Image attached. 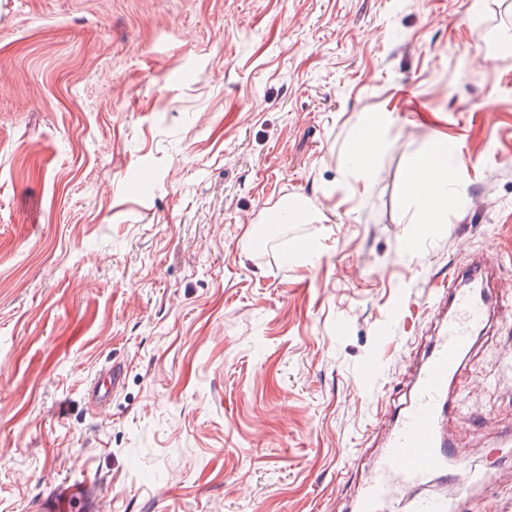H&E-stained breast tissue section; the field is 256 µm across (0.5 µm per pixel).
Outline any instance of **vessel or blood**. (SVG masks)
Segmentation results:
<instances>
[{
	"mask_svg": "<svg viewBox=\"0 0 512 512\" xmlns=\"http://www.w3.org/2000/svg\"><path fill=\"white\" fill-rule=\"evenodd\" d=\"M499 268L491 251L476 254L468 265L438 290L435 306L446 311L418 367L410 399L396 417L372 464L371 478L361 484L352 512H463L469 489L454 497L425 492L432 477L456 484L467 466L463 449L451 447L445 434L451 409L450 384L488 334L498 305L489 280ZM119 385L110 368L94 377L87 394L97 409L106 408ZM94 481L57 484L45 512H98Z\"/></svg>",
	"mask_w": 512,
	"mask_h": 512,
	"instance_id": "b4317fda",
	"label": "vessel or blood"
}]
</instances>
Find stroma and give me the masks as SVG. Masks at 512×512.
<instances>
[{
    "label": "stroma",
    "instance_id": "obj_1",
    "mask_svg": "<svg viewBox=\"0 0 512 512\" xmlns=\"http://www.w3.org/2000/svg\"><path fill=\"white\" fill-rule=\"evenodd\" d=\"M510 44L512 0H0V512L89 473L100 512H348L487 248L500 317L448 438L487 485L466 512H512ZM439 137L459 185L422 228ZM383 126L380 118L369 117L359 124L352 140L350 147L352 164L364 176L370 174L376 159L386 148V140L382 132ZM359 155H366L369 160L362 163L358 159ZM442 142L434 148L410 170L406 196L413 203L414 211L411 223L427 224L445 223V214L448 211V170L443 162ZM441 165L443 171L437 173L435 166ZM118 385L119 372L111 366L90 381L87 394L94 406L102 410L110 404L112 392Z\"/></svg>",
    "mask_w": 512,
    "mask_h": 512
}]
</instances>
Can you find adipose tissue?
Masks as SVG:
<instances>
[{
  "instance_id": "obj_1",
  "label": "adipose tissue",
  "mask_w": 512,
  "mask_h": 512,
  "mask_svg": "<svg viewBox=\"0 0 512 512\" xmlns=\"http://www.w3.org/2000/svg\"><path fill=\"white\" fill-rule=\"evenodd\" d=\"M380 118L371 117L362 121L352 140L350 151L355 156V169L362 175H369L373 162L386 148ZM443 162V147L434 148L410 170L406 196L412 202L414 211L412 223L427 225L443 223L448 211V175L436 172V165Z\"/></svg>"
}]
</instances>
